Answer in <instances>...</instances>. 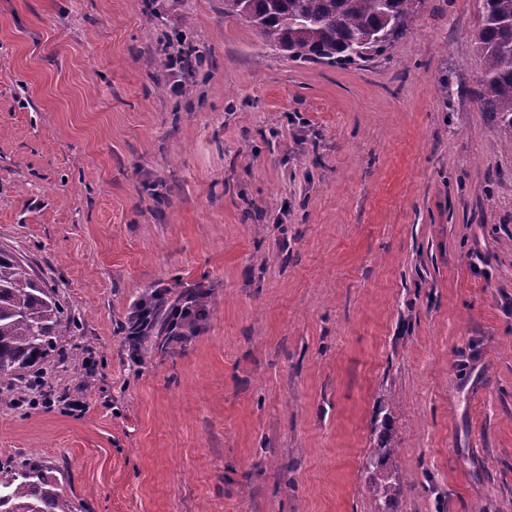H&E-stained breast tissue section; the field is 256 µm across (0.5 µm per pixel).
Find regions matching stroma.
Here are the masks:
<instances>
[{
	"instance_id": "obj_1",
	"label": "stroma",
	"mask_w": 512,
	"mask_h": 512,
	"mask_svg": "<svg viewBox=\"0 0 512 512\" xmlns=\"http://www.w3.org/2000/svg\"><path fill=\"white\" fill-rule=\"evenodd\" d=\"M482 0L367 63L289 58L224 0H0V248L65 307L52 403L0 462L75 512H512V143L473 96ZM200 65L169 90L165 42ZM202 290L132 354L153 291ZM80 399L79 415L63 408ZM382 433L378 438L376 446L370 448L367 454L366 463L374 469L380 468V474L370 486V493L375 505V512H390L394 502L403 493V483L397 476V472L382 470V464H387L395 453L396 448L392 446L391 428L386 420L382 424Z\"/></svg>"
}]
</instances>
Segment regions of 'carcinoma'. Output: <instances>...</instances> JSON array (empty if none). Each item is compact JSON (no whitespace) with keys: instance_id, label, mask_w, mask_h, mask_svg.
Instances as JSON below:
<instances>
[{"instance_id":"1","label":"carcinoma","mask_w":512,"mask_h":512,"mask_svg":"<svg viewBox=\"0 0 512 512\" xmlns=\"http://www.w3.org/2000/svg\"><path fill=\"white\" fill-rule=\"evenodd\" d=\"M425 0H224V16L244 19L289 57L336 65L368 62L411 33ZM474 95L502 137L512 142V0H483ZM64 308L30 264L0 250V383H13L53 351ZM396 453L382 424L366 463L380 470L370 486L375 512H392L403 493L381 469ZM0 512H74L59 479L37 461L0 462Z\"/></svg>"}]
</instances>
